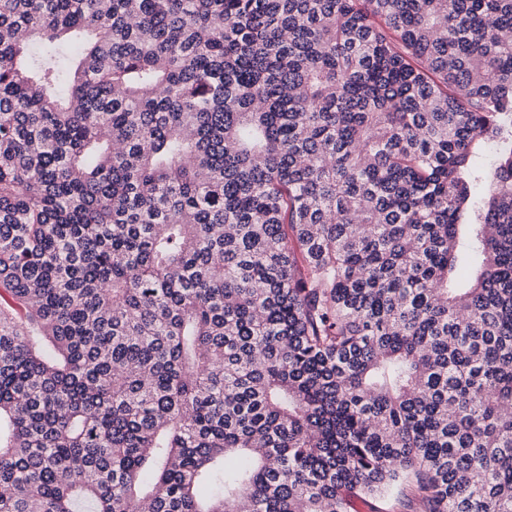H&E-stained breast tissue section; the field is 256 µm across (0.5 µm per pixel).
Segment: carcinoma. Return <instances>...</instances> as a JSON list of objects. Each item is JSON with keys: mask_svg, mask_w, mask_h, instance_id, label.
<instances>
[{"mask_svg": "<svg viewBox=\"0 0 512 512\" xmlns=\"http://www.w3.org/2000/svg\"><path fill=\"white\" fill-rule=\"evenodd\" d=\"M512 512V0H0V512ZM353 500L356 512H415L412 504L410 506L407 502L399 503L394 498L374 501L373 504H364L357 498Z\"/></svg>", "mask_w": 512, "mask_h": 512, "instance_id": "cac0c4a2", "label": "carcinoma"}]
</instances>
